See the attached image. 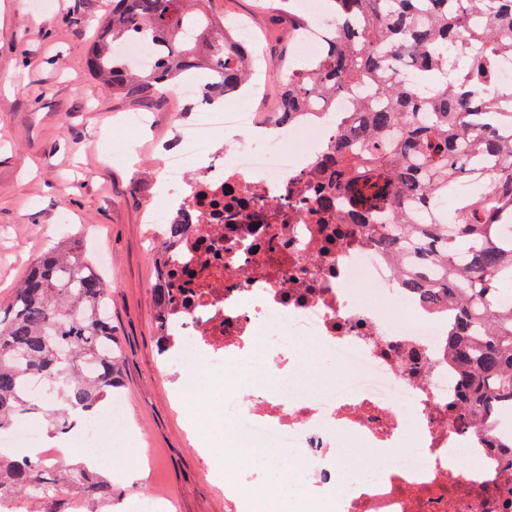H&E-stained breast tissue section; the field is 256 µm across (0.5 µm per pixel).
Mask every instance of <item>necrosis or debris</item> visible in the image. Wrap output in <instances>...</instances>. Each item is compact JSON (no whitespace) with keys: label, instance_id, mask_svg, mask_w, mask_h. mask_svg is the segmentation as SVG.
Segmentation results:
<instances>
[{"label":"necrosis or debris","instance_id":"1","mask_svg":"<svg viewBox=\"0 0 512 512\" xmlns=\"http://www.w3.org/2000/svg\"><path fill=\"white\" fill-rule=\"evenodd\" d=\"M307 23L298 57L320 53L330 24L325 0H299ZM196 110L162 162V205L147 222L160 246L155 287L176 290L159 314L165 357L205 374L236 371L250 401L228 394L222 415L235 448H261L276 437L294 449L295 477L311 501L335 512H502L512 490V460L466 425H449L460 401L448 354L450 305L428 306L400 286L405 256L375 237L351 232L335 214L318 216L315 175L352 98L329 113L269 117L238 102L221 108L199 99L195 80L169 90ZM246 131L269 145L219 151L225 131ZM281 201L280 210L267 207ZM185 224L175 243L167 226ZM369 290L360 293L354 283ZM329 357L341 374L327 387L296 386L297 365ZM124 400L82 419L74 447L98 446L120 426ZM347 438L384 457L370 478L342 479L335 446ZM418 451L406 453L408 442Z\"/></svg>","mask_w":512,"mask_h":512}]
</instances>
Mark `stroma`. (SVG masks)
<instances>
[{"mask_svg":"<svg viewBox=\"0 0 512 512\" xmlns=\"http://www.w3.org/2000/svg\"><path fill=\"white\" fill-rule=\"evenodd\" d=\"M109 0H0V304L7 303L33 260L62 238L82 240L86 255L106 252L101 276L112 291L125 400V436L96 448L97 472H112V504L102 512H143L141 478H149L168 512H224L223 431L210 433L200 454L185 427L219 417L209 380L182 409L172 368L157 349L152 247L146 212L157 200L159 160L177 133L176 114L192 103L166 98L136 102L95 78L88 66ZM212 17L247 18L257 37L263 82L260 110L275 111L277 74L293 66L292 17L283 0H208ZM142 112L140 157L105 162L97 139L108 127L126 140L120 118ZM291 451L265 447L248 468L225 471L231 481L255 477L265 489L261 512H283L296 489Z\"/></svg>","mask_w":512,"mask_h":512,"instance_id":"35a3bbf8","label":"stroma"}]
</instances>
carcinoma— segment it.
<instances>
[{
    "label": "carcinoma",
    "mask_w": 512,
    "mask_h": 512,
    "mask_svg": "<svg viewBox=\"0 0 512 512\" xmlns=\"http://www.w3.org/2000/svg\"><path fill=\"white\" fill-rule=\"evenodd\" d=\"M188 0H112L89 59L93 74L125 97L164 95L190 72L219 76L226 95L245 85L248 52L219 37ZM336 33L324 53L277 77L280 111L301 112L341 95L357 112L320 156L319 212L348 206L355 230L413 255L435 282L412 274L407 290L428 305L460 309L448 331L459 368V416L493 435L512 414V83L496 84V60L512 55V0H327ZM156 42L152 70L114 51ZM459 180L454 216L435 208ZM111 291L69 239L44 253L0 310V435L19 418L68 433L112 400L121 371L109 316ZM52 393L29 390L33 376ZM38 456L0 452V496L63 512L67 494L94 512L112 480L63 465L46 476Z\"/></svg>",
    "instance_id": "1"
}]
</instances>
